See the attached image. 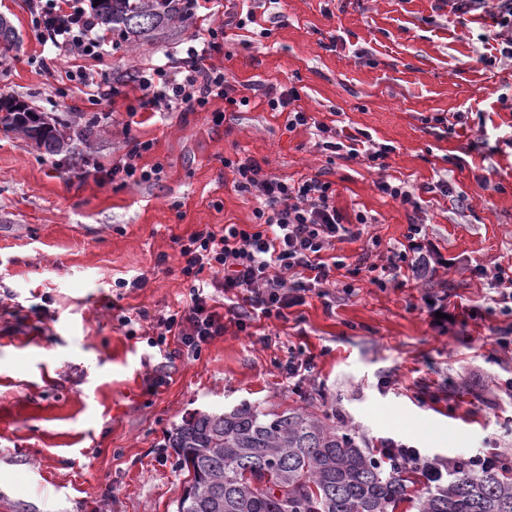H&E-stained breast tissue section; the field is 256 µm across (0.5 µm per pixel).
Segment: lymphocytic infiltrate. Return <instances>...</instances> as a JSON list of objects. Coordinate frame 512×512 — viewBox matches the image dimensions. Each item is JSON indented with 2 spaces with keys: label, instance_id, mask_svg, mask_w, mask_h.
Masks as SVG:
<instances>
[{
  "label": "lymphocytic infiltrate",
  "instance_id": "lymphocytic-infiltrate-1",
  "mask_svg": "<svg viewBox=\"0 0 512 512\" xmlns=\"http://www.w3.org/2000/svg\"><path fill=\"white\" fill-rule=\"evenodd\" d=\"M83 2L30 0L36 36L56 56L104 59L112 42ZM208 36L207 50L188 45L184 56L138 75L141 109L171 112L188 106L202 110L211 99L226 97L223 71L207 62L208 50L218 47V33L212 30ZM224 165L232 169L239 189L255 192L256 221L219 229L207 226L179 240L180 272L191 282L190 301L159 317L151 346L196 357L203 346L223 335L224 318L209 305L205 293L209 285L241 297V304L231 309L239 330L263 318H282L298 293L328 283L332 271L342 267V260L330 253L334 243L359 238L361 225L368 222L361 213L355 223L345 222L331 182L320 176L290 183L264 172L249 158L228 159ZM424 240L422 225H410L405 244L394 250L386 265L370 264L362 256L356 267L386 277L404 270L421 276L431 269ZM206 271L213 274V282L203 280ZM377 455L387 468L413 467L431 476L444 474L458 463L453 459L441 463L403 443L378 449Z\"/></svg>",
  "mask_w": 512,
  "mask_h": 512
}]
</instances>
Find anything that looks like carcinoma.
Returning a JSON list of instances; mask_svg holds the SVG:
<instances>
[{"label":"carcinoma","mask_w":512,"mask_h":512,"mask_svg":"<svg viewBox=\"0 0 512 512\" xmlns=\"http://www.w3.org/2000/svg\"><path fill=\"white\" fill-rule=\"evenodd\" d=\"M188 0H100L99 26L148 44L176 34ZM14 27L0 17V45L17 46ZM0 101V127L16 132L49 156L68 150L66 136L29 104L15 112ZM188 489L177 512H396L411 501L419 469L388 470L336 424V412L319 415L290 407L269 412L243 403L230 411H198L167 435ZM418 512H512V475L503 464L471 472L460 466L430 483Z\"/></svg>","instance_id":"1"}]
</instances>
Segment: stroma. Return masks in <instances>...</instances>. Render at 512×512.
Returning a JSON list of instances; mask_svg holds the SVG:
<instances>
[{
	"instance_id": "35a3bbf8",
	"label": "stroma",
	"mask_w": 512,
	"mask_h": 512,
	"mask_svg": "<svg viewBox=\"0 0 512 512\" xmlns=\"http://www.w3.org/2000/svg\"><path fill=\"white\" fill-rule=\"evenodd\" d=\"M227 7L216 0L173 40L113 36L109 57L82 61L125 86L98 103L66 80L72 59L45 63L27 0H0L19 37L0 58V96L71 136L69 153L51 157L0 130V512H176L188 477L167 431L244 402L335 411L369 449L386 438L442 459L512 449V358L496 346L512 316L473 273L512 264V59L490 17L450 0H272L210 57L228 99L141 114L133 77L222 27ZM272 85L296 90L316 122L390 146L384 168L289 129L267 105ZM480 138L486 148L473 150ZM136 140L152 142L141 163L160 166L158 180L111 179ZM245 157L289 182L321 176L348 220L370 223L336 242L343 268L285 318L248 333L228 320L200 356L165 358L148 327L190 300L177 239L256 221L254 194L224 166ZM383 180L414 187L420 210L382 193ZM413 223L447 267L383 286L351 275L362 253L381 260ZM141 277L145 287H131ZM433 304L454 321L434 322ZM292 355L312 368L289 376Z\"/></svg>"
}]
</instances>
